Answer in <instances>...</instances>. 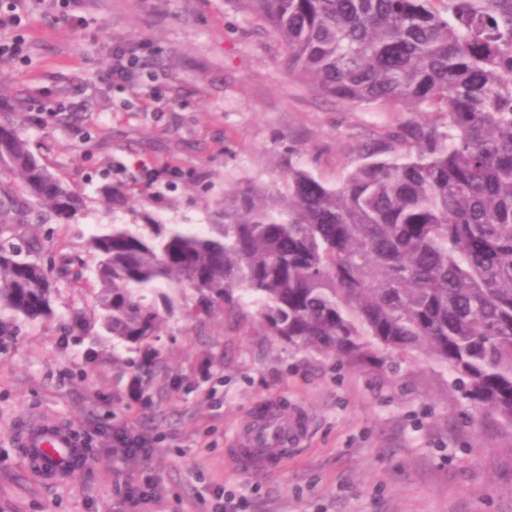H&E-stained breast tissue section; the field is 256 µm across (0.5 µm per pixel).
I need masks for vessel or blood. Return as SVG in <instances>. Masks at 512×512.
<instances>
[{"label": "vessel or blood", "mask_w": 512, "mask_h": 512, "mask_svg": "<svg viewBox=\"0 0 512 512\" xmlns=\"http://www.w3.org/2000/svg\"><path fill=\"white\" fill-rule=\"evenodd\" d=\"M308 432V418L289 411L280 402L267 405L265 419L252 422L234 438L232 458L242 469L267 473L281 465L291 446L300 444ZM20 444L39 458L43 472L52 474L71 467L79 446L75 433L54 423H34L20 433Z\"/></svg>", "instance_id": "1"}]
</instances>
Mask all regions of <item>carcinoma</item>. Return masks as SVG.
<instances>
[{
	"label": "carcinoma",
	"instance_id": "carcinoma-1",
	"mask_svg": "<svg viewBox=\"0 0 512 512\" xmlns=\"http://www.w3.org/2000/svg\"><path fill=\"white\" fill-rule=\"evenodd\" d=\"M322 95L420 119L365 139L330 185L288 166L285 191L228 194L224 221L105 224L87 243L100 331L131 350L192 314L252 307L288 345L384 365L423 354L512 431V0H240ZM0 123V345L53 313L78 256L41 262L36 225L68 224L81 192Z\"/></svg>",
	"mask_w": 512,
	"mask_h": 512
}]
</instances>
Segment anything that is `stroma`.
<instances>
[{
  "instance_id": "obj_1",
  "label": "stroma",
  "mask_w": 512,
  "mask_h": 512,
  "mask_svg": "<svg viewBox=\"0 0 512 512\" xmlns=\"http://www.w3.org/2000/svg\"><path fill=\"white\" fill-rule=\"evenodd\" d=\"M16 12L25 59L0 58V113L24 106L34 120L19 133L84 197L77 219L39 227L52 262L84 253L102 224L216 223L228 190L283 189L292 165L336 183L369 132L414 118L289 77L283 46L237 0H18ZM139 41L152 48L151 99L107 85L109 47ZM105 183L123 204L102 206ZM84 278L59 282L53 317L0 347V512H214L225 492L242 512H512V433L470 422L425 356L395 371L340 362L270 335L253 309L196 318L179 298L148 373L112 337L66 335L71 311L98 318L93 264ZM271 398L305 411L308 434L278 471L254 475L232 462V436ZM49 418L81 440L74 474L54 480L32 473L17 439ZM116 424L148 454L114 457L104 431ZM149 481L155 502L123 497Z\"/></svg>"
}]
</instances>
